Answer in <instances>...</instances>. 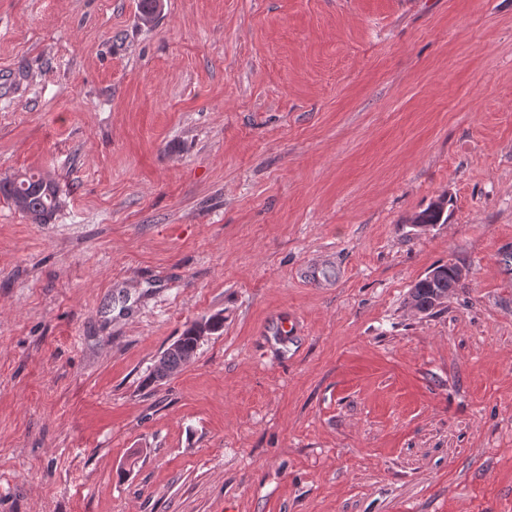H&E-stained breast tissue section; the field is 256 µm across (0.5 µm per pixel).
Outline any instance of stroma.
<instances>
[{"label": "stroma", "mask_w": 512, "mask_h": 512, "mask_svg": "<svg viewBox=\"0 0 512 512\" xmlns=\"http://www.w3.org/2000/svg\"><path fill=\"white\" fill-rule=\"evenodd\" d=\"M26 170L60 205L0 198V512H512V0H0ZM448 200L445 196L441 195L436 200L430 202L426 208L416 213L411 218V224H417L414 227L427 230L428 225L434 226L436 224H444L448 221V215H446ZM455 264H440L434 270L436 273L429 278L428 275L416 281L409 291V299L420 309L432 313L437 308L439 298H448V294L456 288L463 286V280L456 275ZM197 323V339L201 344L210 336V320L203 318L196 321ZM195 336V329L193 322L188 324L184 329L182 335L179 337L180 346L175 342L170 348L177 347V349H168L164 353V360L159 365H154L153 370L147 377V383L153 384L164 380L171 376V373L185 365L186 361L194 356V351H197L199 345Z\"/></svg>", "instance_id": "35a3bbf8"}]
</instances>
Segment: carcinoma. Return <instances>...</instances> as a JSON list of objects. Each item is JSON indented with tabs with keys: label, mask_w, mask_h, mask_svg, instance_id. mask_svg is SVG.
<instances>
[{
	"label": "carcinoma",
	"mask_w": 512,
	"mask_h": 512,
	"mask_svg": "<svg viewBox=\"0 0 512 512\" xmlns=\"http://www.w3.org/2000/svg\"><path fill=\"white\" fill-rule=\"evenodd\" d=\"M0 196L10 201L25 217L35 224H48L59 206L58 187L44 182L42 176L34 173H21L13 178L0 180ZM448 200L441 195L426 208L411 218L413 224H445ZM463 286V279L456 275L453 264H440L431 278L416 281L409 291V299L423 311L430 313L436 309L439 298H446L455 289ZM180 346L164 353L162 363L154 366L147 377L153 384L171 376V373L185 365L198 349L194 324L190 323L179 337Z\"/></svg>",
	"instance_id": "cac0c4a2"
}]
</instances>
